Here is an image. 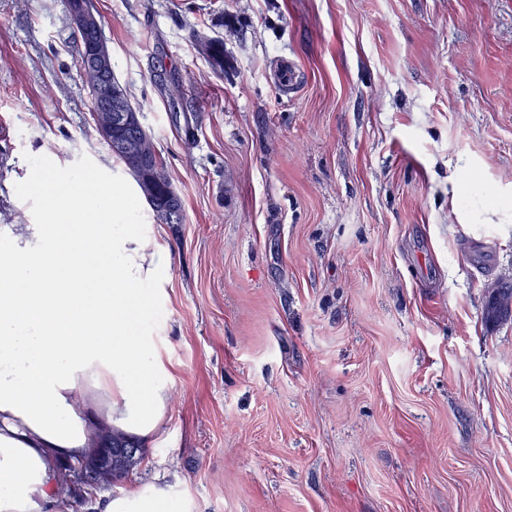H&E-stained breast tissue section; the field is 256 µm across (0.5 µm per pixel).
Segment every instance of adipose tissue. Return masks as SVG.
I'll list each match as a JSON object with an SVG mask.
<instances>
[{
  "label": "adipose tissue",
  "mask_w": 512,
  "mask_h": 512,
  "mask_svg": "<svg viewBox=\"0 0 512 512\" xmlns=\"http://www.w3.org/2000/svg\"><path fill=\"white\" fill-rule=\"evenodd\" d=\"M31 193L51 219L0 242V512H58V465L105 428L152 442L173 381L145 331L171 265L167 243L132 221L119 188L39 167ZM144 484L103 512H175Z\"/></svg>",
  "instance_id": "obj_1"
}]
</instances>
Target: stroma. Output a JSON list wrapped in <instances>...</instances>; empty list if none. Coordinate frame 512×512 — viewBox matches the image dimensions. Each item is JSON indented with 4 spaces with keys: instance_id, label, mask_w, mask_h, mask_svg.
Masks as SVG:
<instances>
[{
    "instance_id": "obj_1",
    "label": "stroma",
    "mask_w": 512,
    "mask_h": 512,
    "mask_svg": "<svg viewBox=\"0 0 512 512\" xmlns=\"http://www.w3.org/2000/svg\"><path fill=\"white\" fill-rule=\"evenodd\" d=\"M93 2L183 219L96 132L64 0H0V225L43 218L39 164L122 187L170 248L174 381L139 466L61 512L143 482L181 512H512V0Z\"/></svg>"
}]
</instances>
